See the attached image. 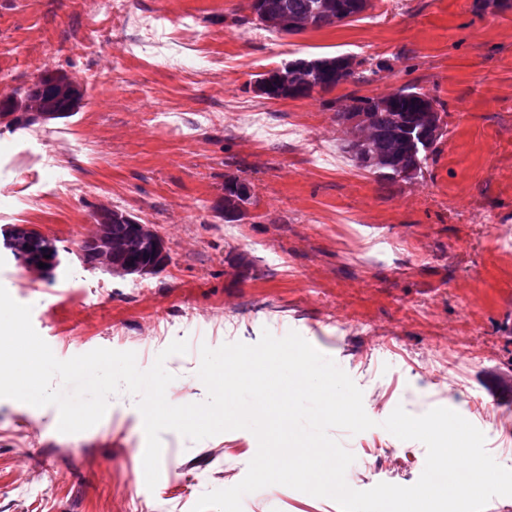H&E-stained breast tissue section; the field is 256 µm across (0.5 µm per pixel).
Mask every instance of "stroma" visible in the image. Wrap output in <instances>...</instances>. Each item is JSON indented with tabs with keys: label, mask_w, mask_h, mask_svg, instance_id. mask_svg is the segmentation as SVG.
<instances>
[{
	"label": "stroma",
	"mask_w": 512,
	"mask_h": 512,
	"mask_svg": "<svg viewBox=\"0 0 512 512\" xmlns=\"http://www.w3.org/2000/svg\"><path fill=\"white\" fill-rule=\"evenodd\" d=\"M0 0V99L45 71L83 97L64 118L0 121V241L16 224L53 239L34 271L0 245V286L31 306L61 360L96 348L150 369L173 341L171 404L203 387L201 345L297 332L363 393L375 426L331 435L355 456L348 485L409 486L426 448L381 428L395 407L458 412L512 469V6L502 0H372L352 21L298 35L250 23V0ZM347 55L365 82L270 100L259 74L299 57ZM415 85L443 102L447 132L422 178L381 189L339 150L334 100ZM249 183L244 221L214 207L226 178ZM150 225L169 262L147 276L88 264L91 214ZM119 391L92 428L62 433L55 406L0 398V512H191L239 483L257 451L246 430L193 442L161 435L147 489L146 435ZM243 512H340L273 485Z\"/></svg>",
	"instance_id": "obj_1"
}]
</instances>
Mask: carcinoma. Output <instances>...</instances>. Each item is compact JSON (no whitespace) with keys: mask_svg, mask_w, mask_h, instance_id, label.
<instances>
[{"mask_svg":"<svg viewBox=\"0 0 512 512\" xmlns=\"http://www.w3.org/2000/svg\"><path fill=\"white\" fill-rule=\"evenodd\" d=\"M371 7V0H252L251 10L257 24L273 32H281L277 21L288 19L293 23L291 33L307 29H322L352 19ZM361 63L350 56L307 58L292 60L279 69L258 75L256 84L260 94L268 99H303L314 93L327 94L345 83L364 80ZM79 91L62 73H46L22 92L0 100V119L8 126L24 129L40 118L57 119L76 105ZM443 104L415 86H405L383 98L346 96L336 109V121L347 124L353 114L364 113L367 120L355 125L351 137L344 140L341 150L358 166L368 168L391 187L400 182L410 184L423 176L428 159L415 153L410 137L420 136L434 155L447 125L439 109ZM253 204L250 186L237 178L224 182V197L219 206L224 222L242 221L248 212L244 205ZM98 224H105L112 238L116 256L128 267L142 266L155 259V253L130 249L135 239L134 225L114 216L111 210L93 214ZM6 240L13 244L11 252L16 260L30 268L44 263L53 265L57 250L43 234L25 225L12 228Z\"/></svg>","mask_w":512,"mask_h":512,"instance_id":"obj_1","label":"carcinoma"}]
</instances>
